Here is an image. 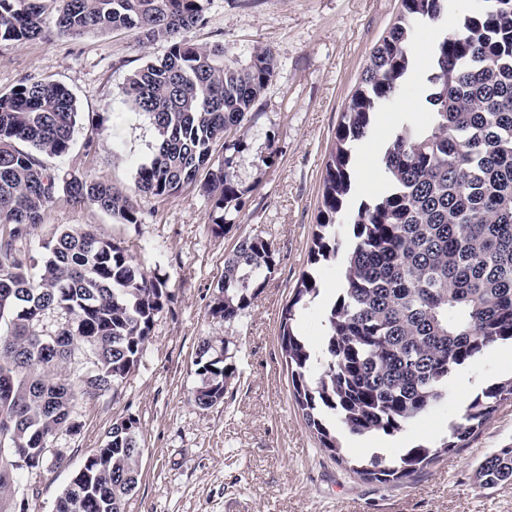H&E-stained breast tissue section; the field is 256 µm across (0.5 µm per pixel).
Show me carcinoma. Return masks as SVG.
Listing matches in <instances>:
<instances>
[{
  "label": "carcinoma",
  "mask_w": 512,
  "mask_h": 512,
  "mask_svg": "<svg viewBox=\"0 0 512 512\" xmlns=\"http://www.w3.org/2000/svg\"><path fill=\"white\" fill-rule=\"evenodd\" d=\"M56 29L72 36L137 32L167 45L134 71L124 96L148 117L157 144L132 191L88 174H60L47 159L67 154L79 119L64 85L23 80L0 94V499L12 492L15 443L40 464L42 438L77 435L76 408L115 388L136 367L155 317L173 297L120 243L86 227L62 229L37 262L25 245L60 196L93 205L125 224L141 219L132 194L171 196L206 172L212 231L234 223L242 191L234 179L241 141L228 143L271 82L268 48L241 64L224 45L196 46L181 30L204 20L210 0H0V41L23 44L43 32L47 2ZM448 0H401L397 22L373 49L336 130L323 177L322 207L309 261L340 260L343 284L326 310L327 356L313 358L294 333L297 306L319 294L306 273L285 308L279 339L292 398L320 447L335 460L339 422L351 435H396L428 413L460 367L512 343V0H480L458 27L436 38L425 79L433 122L405 125L383 150L381 192L352 211L353 146L374 114L399 96L415 67L412 32L445 22ZM222 143L227 154L214 155ZM353 236L340 250L336 224ZM275 266L271 244L240 239L224 259L214 317L231 321L251 305ZM195 365L194 402L224 399L233 368L208 340ZM512 397V380L487 386L437 447L417 444L398 458L375 455L350 470L381 484L408 482L463 448ZM140 430L112 424L105 445L74 473L56 512H126L139 483ZM484 488L512 484V447L497 448L474 475Z\"/></svg>",
  "instance_id": "cac0c4a2"
}]
</instances>
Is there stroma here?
Returning <instances> with one entry per match:
<instances>
[{
  "mask_svg": "<svg viewBox=\"0 0 512 512\" xmlns=\"http://www.w3.org/2000/svg\"><path fill=\"white\" fill-rule=\"evenodd\" d=\"M400 9V0H211L204 22L182 31L191 44H224L242 63L259 48L276 56L271 83L236 133L244 144L234 163L243 206L222 236L213 233L211 205L194 184L173 196L139 198L137 224L64 199L48 208L31 239L34 258L58 229L91 225L163 278L173 301L156 316L136 368L115 390L80 404V434L58 437L69 468H54L48 455L39 468L19 471L12 494L0 502L6 512H53L72 470L103 447L115 419L128 416L139 421L143 452L127 512H512V485L482 489L473 479L485 453L512 446V399L498 405L465 448L441 456L407 484L370 482L350 470L374 454L392 459L414 444L438 443L477 393L512 377L502 347L459 369L443 400L401 434H341L339 462L321 449L290 398L282 314L310 269L336 129L370 53ZM435 37L432 25L415 28V74L355 147V200H369L382 188V150L400 125L425 127L432 120L419 75L429 66ZM165 51L164 43L127 31L72 38L49 22L35 40L0 43V93L25 78L64 84L81 121L69 153L52 166L128 189L151 156L156 133L122 89L130 74ZM90 137L97 142L92 152L84 149ZM247 236L271 243L274 269L235 320L212 317L224 258ZM319 280L320 296L293 323L318 355L328 334L326 304L342 283L341 264L323 263ZM205 339L226 350L233 367L223 401L207 409L193 401L195 359Z\"/></svg>",
  "mask_w": 512,
  "mask_h": 512,
  "instance_id": "obj_1",
  "label": "stroma"
}]
</instances>
